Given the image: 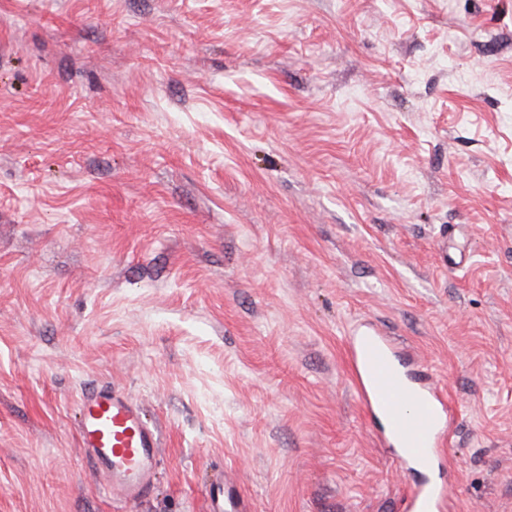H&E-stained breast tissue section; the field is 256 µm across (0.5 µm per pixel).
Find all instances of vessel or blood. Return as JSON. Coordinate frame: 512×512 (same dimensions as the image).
I'll return each instance as SVG.
<instances>
[{"instance_id":"1","label":"vessel or blood","mask_w":512,"mask_h":512,"mask_svg":"<svg viewBox=\"0 0 512 512\" xmlns=\"http://www.w3.org/2000/svg\"><path fill=\"white\" fill-rule=\"evenodd\" d=\"M353 382L364 409L383 419L389 445L403 463L444 456L457 410L431 376L402 360L388 336L364 332L347 336ZM78 438L95 462L97 476L113 499L127 504L147 494L160 454L159 434L140 405L125 393L102 386L80 400ZM209 512H251L236 484L215 478L205 487ZM448 487L435 479L413 484L402 512H446Z\"/></svg>"}]
</instances>
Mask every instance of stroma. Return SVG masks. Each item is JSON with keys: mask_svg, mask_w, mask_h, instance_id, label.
<instances>
[{"mask_svg": "<svg viewBox=\"0 0 512 512\" xmlns=\"http://www.w3.org/2000/svg\"><path fill=\"white\" fill-rule=\"evenodd\" d=\"M355 326L461 409L447 512H512V0H0V512H401ZM78 438L95 462L97 476L122 504L151 487L160 454L159 434L140 405L125 393L102 386L80 400ZM209 501V512H251L248 499L241 494L236 484L215 478L205 486Z\"/></svg>", "mask_w": 512, "mask_h": 512, "instance_id": "1", "label": "stroma"}]
</instances>
